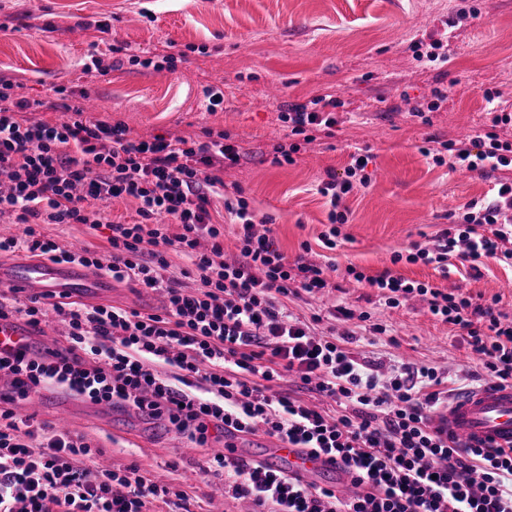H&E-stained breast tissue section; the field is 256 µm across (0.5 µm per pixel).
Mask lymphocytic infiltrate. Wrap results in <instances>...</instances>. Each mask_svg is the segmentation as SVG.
I'll list each match as a JSON object with an SVG mask.
<instances>
[{"label": "lymphocytic infiltrate", "instance_id": "1", "mask_svg": "<svg viewBox=\"0 0 512 512\" xmlns=\"http://www.w3.org/2000/svg\"><path fill=\"white\" fill-rule=\"evenodd\" d=\"M17 86L0 75V217L24 230L0 237V252L91 268L159 292L165 305L147 311L36 295L0 300V317L20 315L36 327L53 312L66 325L54 351L0 355V376L10 378L0 389V512H150L156 502L190 512L181 487L153 482L135 464L99 468L83 438L42 433L33 417L16 413L47 384L136 409L201 448L227 429L260 433L340 456L357 474L343 497L215 453L200 477L223 473L225 492L250 501L253 512H512V448L466 446L433 427L448 401L435 368L404 363L381 378L342 338L290 318L284 298L323 293L331 285L327 268L303 255L288 259L271 217L257 216L242 197L224 203L237 221V254L225 259L224 226L209 206L224 189L225 167L243 155L228 133L145 139L124 123L86 118L64 84L53 92L66 117L51 124L38 119L40 102L18 96ZM341 105L324 94L281 110L280 121L298 138L278 147L283 162L301 143L331 136ZM490 123V131L423 153L453 170L501 172L495 196L467 202L432 244L394 253L393 264L423 262L444 273L452 256L512 262V156L496 132L512 114L492 112ZM368 163V156H355L344 177L319 189L330 206V226L320 235L327 248H335L348 221L343 198L369 184ZM118 199L134 203L135 222L103 221L102 207ZM47 224L107 227L110 251L66 248L45 234ZM174 255L190 263L179 278L168 273ZM348 274L377 289L386 308L420 298L432 316L458 327L486 381L512 382V319L497 301L478 303L392 268L368 276L352 267ZM184 277L195 288H183ZM162 365L170 374L159 373ZM286 374L341 412L330 415L275 391L273 382Z\"/></svg>", "mask_w": 512, "mask_h": 512}]
</instances>
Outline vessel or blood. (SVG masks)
<instances>
[{
  "label": "vessel or blood",
  "instance_id": "1",
  "mask_svg": "<svg viewBox=\"0 0 512 512\" xmlns=\"http://www.w3.org/2000/svg\"><path fill=\"white\" fill-rule=\"evenodd\" d=\"M1 283L30 295L75 300L108 286L105 278L89 277L82 268L46 260L0 264ZM35 336V329L27 323L0 318V351L29 352ZM434 425L466 445L512 447V384L491 382L462 392L436 415ZM262 460L304 484L330 475L335 476L338 485L348 487L353 483V472L341 458L315 454L279 440L269 442Z\"/></svg>",
  "mask_w": 512,
  "mask_h": 512
}]
</instances>
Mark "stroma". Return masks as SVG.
Segmentation results:
<instances>
[{
	"label": "stroma",
	"instance_id": "obj_1",
	"mask_svg": "<svg viewBox=\"0 0 512 512\" xmlns=\"http://www.w3.org/2000/svg\"><path fill=\"white\" fill-rule=\"evenodd\" d=\"M104 19L108 33L92 29ZM1 21L0 75L20 81V96L45 102L38 119H63L47 103L53 86L66 82L81 91L90 113L124 122L141 137H198L210 128L240 142L244 158L224 171L227 195L242 193L256 213L272 216L288 257L307 245L312 259L336 266L335 289L288 298L290 314L306 321L321 314L316 331L323 335L353 332L349 351L383 373L405 358L447 375L454 392L475 387L480 367L456 326L435 319L417 298L384 310L377 289L351 283L347 270L374 275L390 267L448 292L496 296L512 316L510 265L488 259L474 268L456 258L444 276L431 265L391 261L413 244H429L468 201L492 194L495 176L449 170L421 148L429 137L482 132L488 106L512 113V0H0ZM94 42L110 66L103 76L83 71ZM116 42L186 56L175 71L156 72L120 64L108 50ZM433 42L442 44L445 61L418 60L413 45ZM189 44L194 52H186ZM209 85L224 91L213 113L202 95ZM488 91L495 94L490 103ZM327 93L343 103L333 137L302 146L293 163L275 164V147L291 143L282 108ZM420 110L429 124L417 118ZM357 153L371 157L370 182L344 199L349 221L329 250L319 239L328 207L318 188L328 173L343 174ZM337 306L385 321L396 345L368 335L358 321L329 317ZM65 429L102 449L106 461L135 464L158 484L181 486L192 512H249L247 502L216 494L223 475L194 479L223 440L192 448L162 423L79 399Z\"/></svg>",
	"mask_w": 512,
	"mask_h": 512
}]
</instances>
